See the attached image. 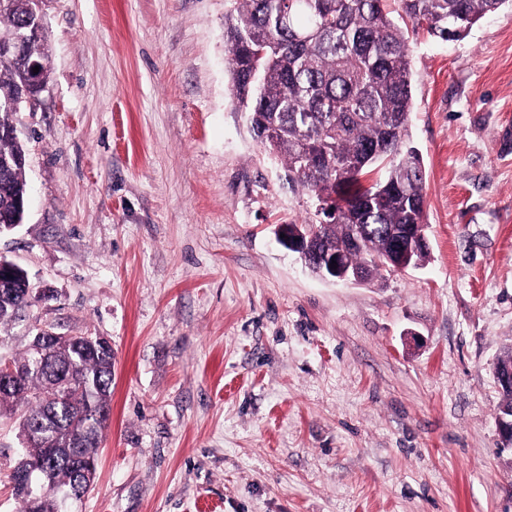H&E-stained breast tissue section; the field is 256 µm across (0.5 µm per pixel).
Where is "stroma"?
<instances>
[{
    "label": "stroma",
    "instance_id": "1",
    "mask_svg": "<svg viewBox=\"0 0 512 512\" xmlns=\"http://www.w3.org/2000/svg\"><path fill=\"white\" fill-rule=\"evenodd\" d=\"M235 0H44L47 84L12 122L29 202L0 256L31 314L111 340L76 512H512V0L410 45L431 259L362 285L279 241L304 191L230 94ZM20 446L0 419V512Z\"/></svg>",
    "mask_w": 512,
    "mask_h": 512
}]
</instances>
